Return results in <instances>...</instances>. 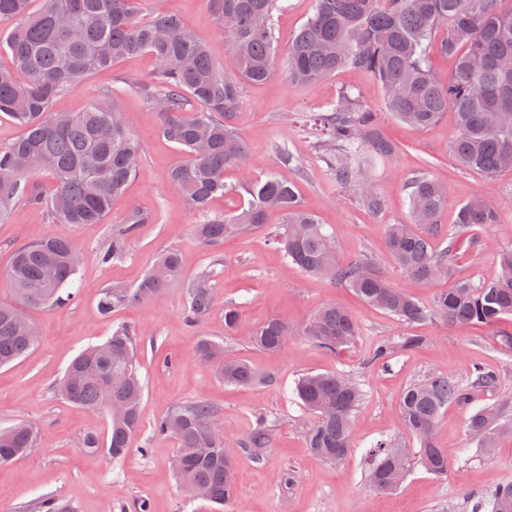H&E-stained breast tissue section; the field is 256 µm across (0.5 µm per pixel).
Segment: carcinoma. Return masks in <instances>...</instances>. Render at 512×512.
I'll return each mask as SVG.
<instances>
[{
  "label": "carcinoma",
  "instance_id": "carcinoma-1",
  "mask_svg": "<svg viewBox=\"0 0 512 512\" xmlns=\"http://www.w3.org/2000/svg\"><path fill=\"white\" fill-rule=\"evenodd\" d=\"M31 2L0 0V22L14 24L0 44L11 60L10 67H0V114L23 128L17 140L0 148L1 215L24 199L62 224L104 220L136 173L141 145L120 113L103 103L94 102L82 112H54L51 104L66 85L130 56L148 54L155 68L140 91L157 114L159 134L185 154L171 171V184L203 212L214 196L226 191L224 172L234 168L242 174L247 200L233 213L195 225L201 240L212 243L251 231L277 210L285 221L275 241L286 259L313 277L344 282L365 303L401 322L436 319L464 329L512 317L511 251L503 255L500 272L491 281H460L437 293L428 306L393 287L369 261L336 267L332 235L300 204L293 185L274 176L254 181L247 174L246 147L233 125L243 85L262 84L279 68L294 85L314 83L342 68L359 69L382 85L393 116L412 127L424 129L453 110L459 128L453 157L491 179L512 169V8L500 9L501 0H315L313 14L282 52L272 27L273 12L282 8V0H208L218 25L224 26L226 19L231 23L226 31L230 70L213 63L205 40L178 17L158 12L141 19L142 0H42L37 12ZM441 27L445 34L434 44L432 35ZM431 48L454 60L446 81L427 65ZM318 120L316 138L333 157L337 183L357 193L369 209H381L383 200L370 173L393 160L398 146L384 137L377 113L343 91ZM35 174L51 177L52 196L34 191L30 178ZM447 198V184L420 174L410 181L409 221L388 225L389 252L406 274L422 282L437 281L454 261V242L439 249L431 238ZM497 216L493 202L474 199L462 204L457 224L470 232L486 231L497 223ZM150 220L143 211L131 210L122 221L124 227L112 234L104 260L122 258L130 238ZM74 251L79 248L73 239L51 236L14 253L4 276L15 302L0 303V366L35 345L27 326L16 320L17 306L39 308L74 296L68 290L78 275V267L69 264ZM181 268L178 252L163 253L136 287L106 289L100 311L109 314L150 302L178 279ZM208 278L203 274L186 291L183 317L192 326L216 305ZM303 335L333 352L354 341L357 326L350 312L329 304L311 317ZM287 337L288 324L270 318L254 333L253 342L277 351ZM196 354L203 362L216 363L226 384L244 386L258 379L251 365L224 359L223 346L209 339L198 342ZM494 383V375L477 368L467 384L435 376L403 392L401 422L418 444L420 461L429 473H448V457L435 440L442 411L470 401L472 389ZM58 392L76 406L103 412L111 399L136 398L125 417L109 421L105 443L93 434L80 442L88 457H125L140 432L143 398L136 347L127 330L118 329L79 353L65 369ZM294 394L314 415L306 430L307 447L326 461L343 460L354 437L359 387L336 373H308L297 380ZM214 414L209 402L196 400L158 421L153 433L170 436V422L181 423L175 439L183 468L176 478L189 490L206 488L207 502L222 508L236 497V486L233 452L225 437L209 432ZM508 428L512 419L486 408L474 412L468 425L476 447L485 452L497 447L498 436ZM33 437L27 424L1 430L0 465L27 454ZM271 440L272 425L258 419L248 446L260 457ZM368 455L373 460L370 484L381 493L394 491L408 472L409 458L397 455L388 440L375 443ZM482 508L512 512V482L496 486Z\"/></svg>",
  "mask_w": 512,
  "mask_h": 512
}]
</instances>
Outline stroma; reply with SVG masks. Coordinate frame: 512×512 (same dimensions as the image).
I'll return each mask as SVG.
<instances>
[{"mask_svg": "<svg viewBox=\"0 0 512 512\" xmlns=\"http://www.w3.org/2000/svg\"><path fill=\"white\" fill-rule=\"evenodd\" d=\"M156 11L179 17L206 40L216 65H228V42L210 14L208 0H144L143 17ZM153 69L149 55L127 59L72 83L52 103L53 111L79 112L96 101L113 102L141 144L137 173L102 223L56 224L45 210L22 201L0 219V270L9 266L17 248L50 235L75 239L80 248L74 299L32 309L37 345L0 367V430L19 422L35 430L30 453L0 466V512H42L47 497L64 512H140L143 502L149 512H215L176 480V440L153 433L156 421L199 399L215 407L235 450L237 496L224 512H480L481 499L492 485L512 481V433L501 434L498 447L487 455L470 444L467 424L476 408L512 405V349L499 343L500 336L512 334V318L464 330L438 321L402 323L359 300L344 284L311 277L286 261L274 241L283 223L277 212L260 230L203 243L193 230L202 221L201 213L169 179L171 168L184 155L159 136L157 115L138 90ZM345 90L379 112L383 133L399 147L395 158L377 166L372 175L384 199L378 212L339 187L329 158L300 124L301 118L323 110ZM235 126L247 146L253 177L273 174L295 185L303 204L333 234L340 265L371 260L395 287L422 304H430L453 281H490L502 252L512 250V170L489 179L460 167L450 153L458 135L453 112L422 130L404 125L391 116L381 85L366 72L339 70L305 86L290 84L284 73H275L264 84L244 87ZM420 173L449 187L434 236L439 245L454 243L455 260L448 278L434 284L407 277L385 246L387 225L409 215V182ZM477 196L497 204V224L478 234L457 233L460 205ZM134 208L148 213L150 223L132 237L123 260L104 262L113 228ZM166 250L182 257L180 280L147 305L100 314L97 303L104 289L136 286ZM204 270L212 273L209 284L218 304L191 327L182 315L184 290ZM333 303L353 314L358 335L349 346L330 352L308 341L302 329L317 310ZM228 305L239 312L230 332L224 329ZM272 316L284 318L289 329L285 346L274 353L252 342L256 328ZM119 327L127 328L136 342L144 385L141 431L122 460L88 458L79 450L82 436L106 437L108 420L101 412L64 400L58 383L81 350ZM408 335L424 337V345L400 349L401 337ZM204 337L223 345L225 356L250 364L258 380L246 386L221 382L212 367L195 356ZM383 341L390 344L391 353L373 359L375 345ZM477 367L496 374V384L474 390L470 404L448 406L436 427L435 439L448 455L447 477H434L416 462L398 491L373 489L368 481L370 447L381 439L415 446L400 420L402 392L436 375L464 382ZM309 372L343 374L357 380L363 391L352 448L337 463L316 457L305 443L304 431L313 417L293 390L298 378ZM261 417L275 430L270 447L258 459L244 443Z\"/></svg>", "mask_w": 512, "mask_h": 512, "instance_id": "35a3bbf8", "label": "stroma"}]
</instances>
